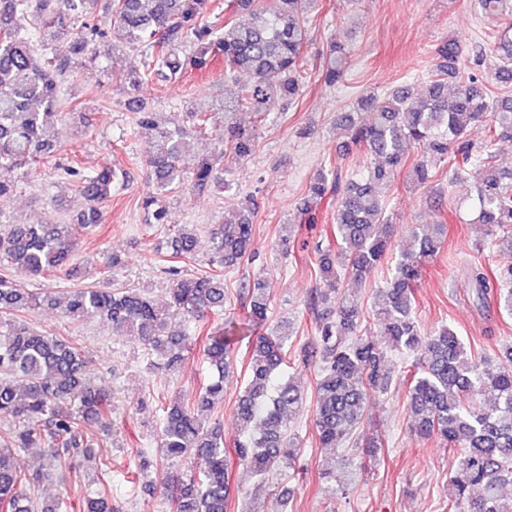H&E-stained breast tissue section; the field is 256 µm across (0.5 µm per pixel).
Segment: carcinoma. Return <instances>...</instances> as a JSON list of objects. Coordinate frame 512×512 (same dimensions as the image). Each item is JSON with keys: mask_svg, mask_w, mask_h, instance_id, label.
<instances>
[{"mask_svg": "<svg viewBox=\"0 0 512 512\" xmlns=\"http://www.w3.org/2000/svg\"><path fill=\"white\" fill-rule=\"evenodd\" d=\"M511 1L475 0L483 15L502 22L493 46L478 57L502 84L512 82ZM232 2L235 14L219 27L206 20L208 0H112L111 16L101 24L89 22L94 0H0V170L22 178L30 166L54 156L57 145L49 138L50 129L67 118L62 85L80 69L99 67L101 54L116 57L131 49L144 56L143 71L130 74L133 88L208 71L219 60L227 73L251 77L234 96L187 112L185 125L165 126L152 112L138 113L137 122L155 130L144 159L150 184L141 199L146 223H168L164 198L177 189L194 197L231 189L224 179V159L249 158L257 132L230 119L247 109L263 120L276 102L301 96L310 42L307 6L317 0ZM65 38L69 55L61 57L53 43ZM435 57L421 85L363 95L356 110L341 114L352 143L374 162L344 183L335 172L319 173L304 198L301 220L306 224L315 223L322 203L336 201V249L320 251L317 263L327 287L308 298L317 331L315 347L302 354L317 365L310 396L285 375L291 334L278 327L258 332L268 319L262 280L247 288L238 326L206 330L205 320L224 312L223 268L250 252L252 212L227 218L211 232L212 269L199 276L173 273L162 306L139 288L87 286L59 301L18 288L10 279L15 270L40 277L71 263L78 235L102 221L100 205L112 197L116 171L85 173L68 166L64 175L72 178L87 209L41 224L0 225V418L11 424L0 435V512H59L58 502L36 503L24 488L58 475L66 458L91 455L97 441L92 425L107 426L112 412L110 394L85 378L86 351L20 319L54 306L74 321L107 320L112 335L133 336L145 352H158L161 362L151 366L166 371L181 366L203 339L209 382L193 399L165 407L160 429L163 456L190 461L189 470L174 478L165 466L140 455V470L155 467L148 487L167 493L170 512H226L232 456L262 480L294 466L301 452L295 424L307 407L319 447L338 448L351 440L370 400L390 388V351L415 357L407 370L410 431L438 438L454 453L448 512H512V500L501 495L503 486L512 484V346L490 373L450 328L422 333L414 317V288L424 264L439 253L445 226L426 233L414 228L412 245L400 248L392 241L387 215V193L406 166L407 145L422 150L408 172L418 186L432 178L430 163L451 153L448 180H472L470 223L485 227L483 245L512 248V170L496 167L492 151L497 138L512 137V99L494 100L484 84L463 77L458 41L440 43ZM346 64L344 46L331 42L325 82L342 81ZM482 124L488 135L477 147L466 135ZM193 140L207 141L211 149L188 173L180 160ZM197 240V225H182L173 239L175 255L193 258ZM383 262L388 277L373 290L371 304L379 335L386 338L381 347L359 334L364 305L343 291V280L361 281ZM470 284L478 300L493 297L512 315V267L492 278L483 266H473ZM245 331L256 337L249 342L248 379L234 411L239 435L229 449L220 424L210 421L208 413L224 401V377ZM34 445L46 448L45 459L39 469L29 470L20 451Z\"/></svg>", "mask_w": 512, "mask_h": 512, "instance_id": "carcinoma-1", "label": "carcinoma"}]
</instances>
